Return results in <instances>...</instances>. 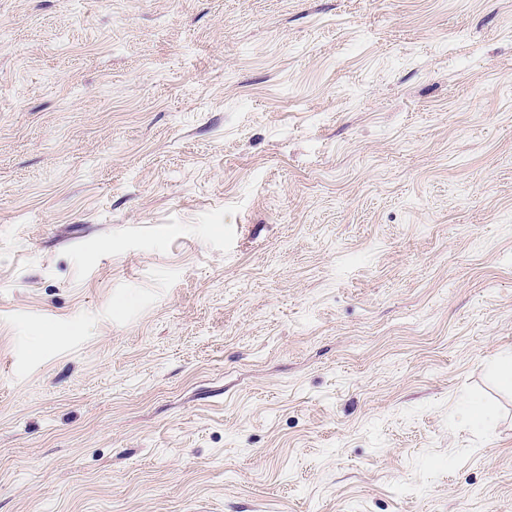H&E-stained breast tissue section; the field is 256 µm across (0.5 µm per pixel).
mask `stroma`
Listing matches in <instances>:
<instances>
[{"label":"stroma","mask_w":512,"mask_h":512,"mask_svg":"<svg viewBox=\"0 0 512 512\" xmlns=\"http://www.w3.org/2000/svg\"><path fill=\"white\" fill-rule=\"evenodd\" d=\"M511 353L512 0H0V512H512Z\"/></svg>","instance_id":"stroma-1"}]
</instances>
